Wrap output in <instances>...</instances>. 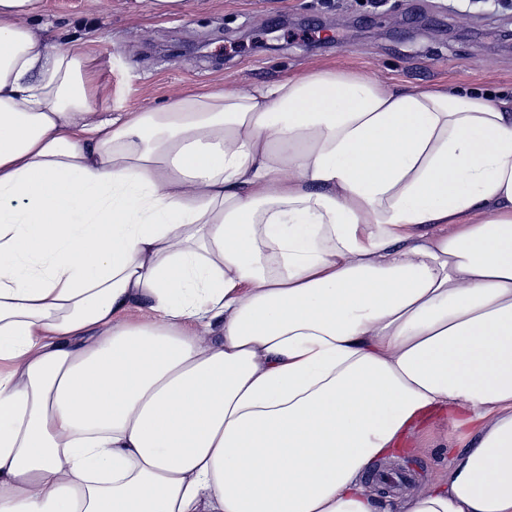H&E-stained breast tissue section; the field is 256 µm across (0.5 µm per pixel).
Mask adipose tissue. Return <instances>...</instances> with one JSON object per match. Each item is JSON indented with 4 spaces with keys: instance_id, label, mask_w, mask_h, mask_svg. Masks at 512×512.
<instances>
[{
    "instance_id": "1",
    "label": "adipose tissue",
    "mask_w": 512,
    "mask_h": 512,
    "mask_svg": "<svg viewBox=\"0 0 512 512\" xmlns=\"http://www.w3.org/2000/svg\"><path fill=\"white\" fill-rule=\"evenodd\" d=\"M41 6L0 0V512H512V105L313 69L99 117ZM455 419L456 414L450 408L435 409L427 414L416 429L402 437L400 447L406 448V460L387 475H408L409 485L403 489L415 488L438 475L475 429L474 425L458 427Z\"/></svg>"
}]
</instances>
